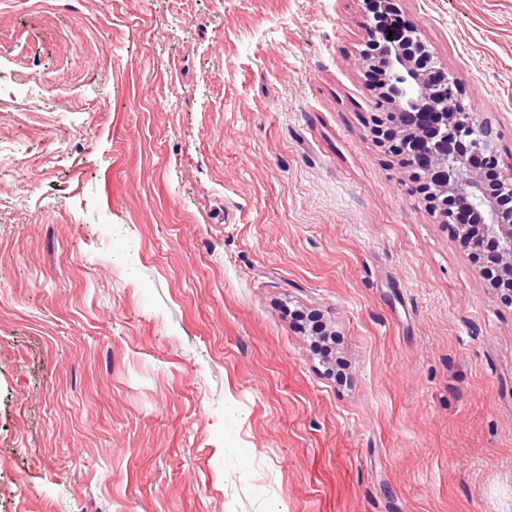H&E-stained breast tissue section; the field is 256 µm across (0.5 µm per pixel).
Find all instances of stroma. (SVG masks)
I'll return each instance as SVG.
<instances>
[{
	"mask_svg": "<svg viewBox=\"0 0 512 512\" xmlns=\"http://www.w3.org/2000/svg\"><path fill=\"white\" fill-rule=\"evenodd\" d=\"M393 12L512 164V0ZM375 25L0 0V512H512V304L374 133Z\"/></svg>",
	"mask_w": 512,
	"mask_h": 512,
	"instance_id": "1",
	"label": "stroma"
}]
</instances>
